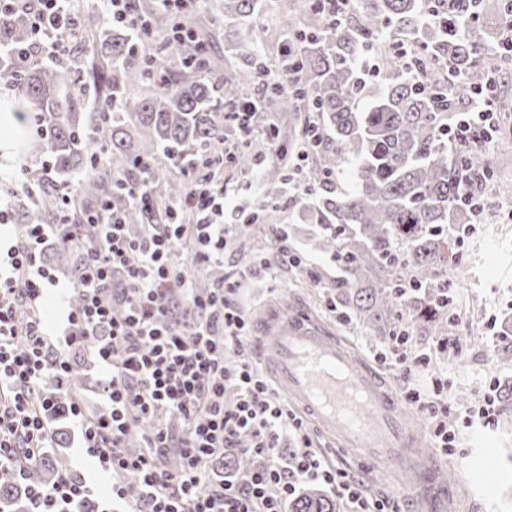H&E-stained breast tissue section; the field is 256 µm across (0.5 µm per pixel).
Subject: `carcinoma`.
<instances>
[{"mask_svg":"<svg viewBox=\"0 0 512 512\" xmlns=\"http://www.w3.org/2000/svg\"><path fill=\"white\" fill-rule=\"evenodd\" d=\"M425 3L353 0L346 20L330 30L310 0H275L282 18L300 13L310 24L289 33L280 59L288 88L263 87L257 118L260 124L270 112H311L315 126L336 141L334 151L325 141L309 146L316 163L303 172L310 199L306 209L310 220L327 225L319 247L333 254L344 273L337 287L347 289L348 307L383 336L401 323L412 333L440 332L450 300L432 285L448 276L453 259L448 224H465L469 217L459 202L461 174L487 179L493 165L512 162L502 157L493 164L480 149L450 154L440 133L465 105V88L484 78L481 43L498 38L492 31L479 42L470 29L490 9L499 23L508 21L512 0H448V10L434 24L426 23ZM136 9L149 21L152 40L142 41L135 30L113 24L96 8L79 10L64 62L51 64L33 54L17 63L15 49L26 45V21L18 15L0 21V76L12 81L18 101L36 113L40 151L52 168L48 178L31 175L35 193L11 194L19 218L31 211L44 224L58 223L64 215L62 188L73 181L72 216L78 223L113 205L126 223L146 224L153 213L129 204L120 180L137 179L159 154L186 170L208 152L224 150L225 110L254 91L257 71L265 66L257 45L241 37L224 43V55L240 64L226 78L197 16L188 20L194 34L183 40L180 20L159 0H138ZM262 10L263 0L203 5L213 19L222 12L242 25L254 22ZM391 28L414 37L416 53L407 58L411 70L391 60L382 87L360 112L354 100L367 86L359 83L353 62L366 42L392 50ZM450 68L466 79L451 91ZM412 70L426 71L425 90L414 87ZM301 133L300 128L277 129L281 149L264 175L270 201L279 199L293 175L292 151ZM266 149L265 138L251 137L234 164L248 168ZM346 154L357 159L355 185L334 192L326 175L337 172ZM185 191V181L160 173L152 183L163 203ZM405 278L414 289L401 297L397 288ZM65 469V460L45 456L30 480L48 482ZM0 500L21 501L8 471H0ZM290 506L291 512H336V501L316 491L297 495Z\"/></svg>","mask_w":512,"mask_h":512,"instance_id":"1","label":"carcinoma"}]
</instances>
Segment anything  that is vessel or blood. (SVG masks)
Wrapping results in <instances>:
<instances>
[{"label": "vessel or blood", "mask_w": 512, "mask_h": 512, "mask_svg": "<svg viewBox=\"0 0 512 512\" xmlns=\"http://www.w3.org/2000/svg\"><path fill=\"white\" fill-rule=\"evenodd\" d=\"M259 331L256 358L272 368L289 401L324 433L372 463L371 481L419 447L420 437L402 414L394 389L318 318L271 305L259 318ZM444 475L430 469L417 476V494L429 512L445 506Z\"/></svg>", "instance_id": "obj_1"}]
</instances>
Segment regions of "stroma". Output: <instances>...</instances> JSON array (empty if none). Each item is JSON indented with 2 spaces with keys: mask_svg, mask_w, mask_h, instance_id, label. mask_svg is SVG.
I'll list each match as a JSON object with an SVG mask.
<instances>
[{
  "mask_svg": "<svg viewBox=\"0 0 512 512\" xmlns=\"http://www.w3.org/2000/svg\"><path fill=\"white\" fill-rule=\"evenodd\" d=\"M209 30L215 51H223L225 40L241 33L256 41L266 61L274 63L289 26L270 4L254 26L238 28L221 22L210 24ZM497 64L501 133L486 150L493 161L504 154L512 155V58H500ZM223 178L247 213L256 214L258 220L243 227L235 244L226 250L223 264L196 265L193 252L186 249L179 253L180 264L191 269L194 278L209 287L231 272L248 270L238 295L248 312H255L266 302L303 305L331 326L355 354L365 358L394 387H402L406 382L423 383L425 375L416 374L406 380L383 361L385 337L373 335L358 319L342 321L331 312L341 273L330 255L319 248L322 225L298 223L300 198L283 196L278 202H268L262 184L252 181L250 171L229 164L224 167ZM488 195L493 218L486 224L471 225L468 232L461 234L458 248L461 258L448 271V278L457 290L454 311L461 318L451 338L453 347L448 353L432 354L427 367L428 373L448 384V397L453 404L448 426L456 434L453 451L448 453L438 447L427 417L419 413L414 416L415 428L423 437L424 453L453 468L452 478L461 493L456 512H467L471 505L478 512H512V413L507 412L503 398L504 388L512 385V356L504 355L499 347L486 342L488 336L501 334L505 323L512 321L511 167L496 169ZM280 226L288 234L283 243L274 238ZM283 244L291 254L317 266L319 279H312L284 263L279 253ZM488 394L495 397L496 413L487 418L473 416V409ZM483 448L493 452L495 462L478 472L472 462ZM339 461L369 496L394 499L402 512H407L405 469L390 466L378 482L372 483L350 456H340Z\"/></svg>",
  "mask_w": 512,
  "mask_h": 512,
  "instance_id": "35a3bbf8",
  "label": "stroma"
}]
</instances>
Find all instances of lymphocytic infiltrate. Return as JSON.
Here are the masks:
<instances>
[{
  "instance_id": "f902f5d3",
  "label": "lymphocytic infiltrate",
  "mask_w": 512,
  "mask_h": 512,
  "mask_svg": "<svg viewBox=\"0 0 512 512\" xmlns=\"http://www.w3.org/2000/svg\"><path fill=\"white\" fill-rule=\"evenodd\" d=\"M77 0H0V19L23 14L40 57L59 60ZM496 75L474 87L467 108L446 136L459 151L488 147L499 133ZM186 195L167 203L191 212L189 224H147L130 236L121 215L105 207L86 223L28 224L0 269V470L27 485L29 512H82L93 495L83 476L66 472L45 485L27 472L52 444L47 413L57 403L42 393L46 379L67 390L72 355L92 350L100 367L96 400L70 396L64 409L80 442L116 479L112 512H281L300 483L314 481L348 500L353 512H400L390 499L372 500L340 466L311 446L303 421L284 405L239 351L249 317L236 295L243 272L209 293L197 292L177 255L191 248L196 263L220 264L237 237L229 221V191L203 169L186 171ZM82 251L74 276L81 301L67 308V332L56 339L40 308L58 281L41 258L49 237ZM27 321H18L19 306ZM442 387L410 389L406 399L434 424L442 448L452 449L449 405ZM296 450L280 463L284 434ZM255 460L236 481L212 482L208 467L225 449Z\"/></svg>"
}]
</instances>
